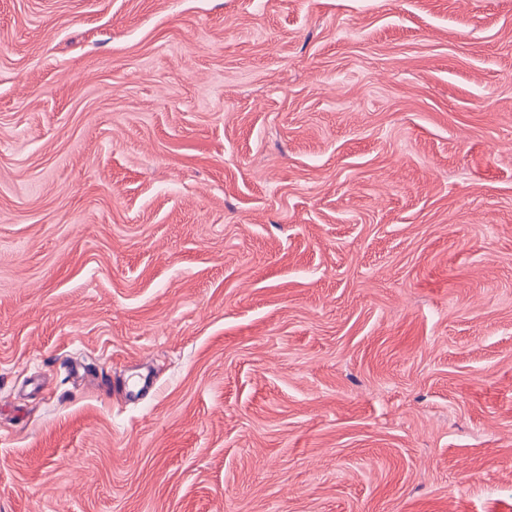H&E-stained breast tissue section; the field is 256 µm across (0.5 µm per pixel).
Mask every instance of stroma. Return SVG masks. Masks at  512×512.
Returning <instances> with one entry per match:
<instances>
[{
	"label": "stroma",
	"mask_w": 512,
	"mask_h": 512,
	"mask_svg": "<svg viewBox=\"0 0 512 512\" xmlns=\"http://www.w3.org/2000/svg\"><path fill=\"white\" fill-rule=\"evenodd\" d=\"M0 512H512V0H0Z\"/></svg>",
	"instance_id": "obj_1"
}]
</instances>
